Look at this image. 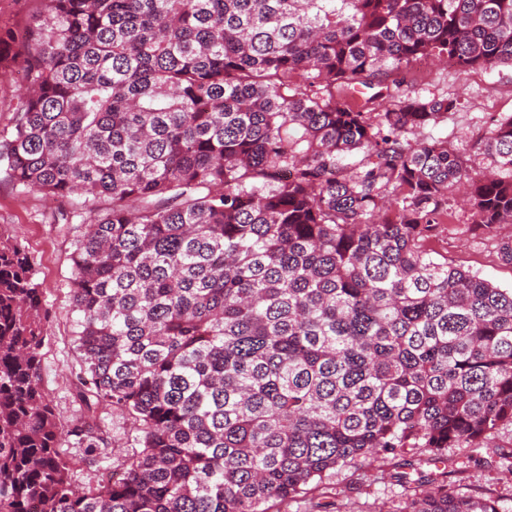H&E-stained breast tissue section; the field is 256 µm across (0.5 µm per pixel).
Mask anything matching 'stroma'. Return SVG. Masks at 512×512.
<instances>
[{
  "label": "stroma",
  "instance_id": "obj_1",
  "mask_svg": "<svg viewBox=\"0 0 512 512\" xmlns=\"http://www.w3.org/2000/svg\"><path fill=\"white\" fill-rule=\"evenodd\" d=\"M406 76L411 90L421 96L456 99V109L438 125L426 127L422 135L447 141L459 152L469 153L492 120L512 115L511 65L464 74L423 61L411 66ZM449 207L452 219L428 241V249L453 266L512 288V264L501 259L497 248L498 241L512 238V224L499 225L497 238L491 241L476 229L467 207L454 200ZM60 208V202L40 193L20 192L0 177V231L16 240L33 262L47 310L43 387L61 422L68 425L85 416L87 409L80 398L81 358L73 343L75 314L67 289L73 275L70 235L65 225L54 221ZM448 454L464 463L461 472L449 475L450 484L470 494L499 497L505 512H512V479L498 455L467 448H452ZM327 483L341 512H377L383 503L401 500L404 493L392 480L380 479L376 466L364 460L332 473Z\"/></svg>",
  "mask_w": 512,
  "mask_h": 512
}]
</instances>
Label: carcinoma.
<instances>
[{"label":"carcinoma","mask_w":512,"mask_h":512,"mask_svg":"<svg viewBox=\"0 0 512 512\" xmlns=\"http://www.w3.org/2000/svg\"><path fill=\"white\" fill-rule=\"evenodd\" d=\"M44 7L0 32L27 84L0 173L68 204L81 397L135 435L62 425L42 291L0 235V512H270L361 458L404 489L378 512H503L398 458L444 476L446 449L512 428V288L425 247L453 194L488 234L512 223V116L472 158L413 141L456 100L401 74L512 64V0ZM67 443L121 477L76 490Z\"/></svg>","instance_id":"1"}]
</instances>
